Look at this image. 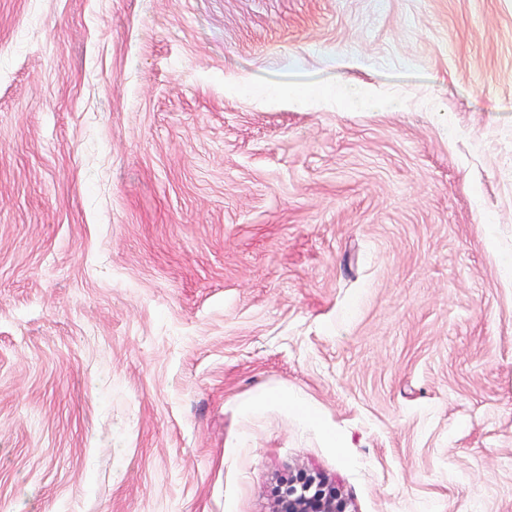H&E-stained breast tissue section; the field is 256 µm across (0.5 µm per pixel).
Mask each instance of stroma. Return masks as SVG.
<instances>
[{
	"label": "stroma",
	"instance_id": "35a3bbf8",
	"mask_svg": "<svg viewBox=\"0 0 512 512\" xmlns=\"http://www.w3.org/2000/svg\"><path fill=\"white\" fill-rule=\"evenodd\" d=\"M301 470L512 512V0H0V512Z\"/></svg>",
	"mask_w": 512,
	"mask_h": 512
}]
</instances>
